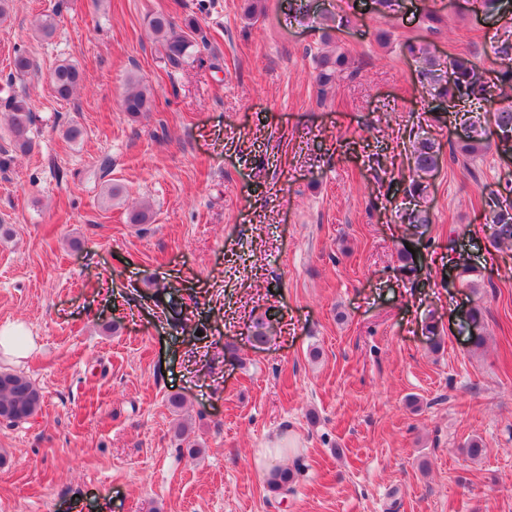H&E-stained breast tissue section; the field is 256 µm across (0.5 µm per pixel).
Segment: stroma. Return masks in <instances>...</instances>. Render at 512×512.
<instances>
[{
  "mask_svg": "<svg viewBox=\"0 0 512 512\" xmlns=\"http://www.w3.org/2000/svg\"><path fill=\"white\" fill-rule=\"evenodd\" d=\"M288 2L250 16L248 0H15L0 23V100L26 91L34 116L22 153L0 115V326L24 323L33 344L0 368L44 398L0 422V512H512V247L480 206L492 190L512 202V153L451 157L489 116L434 111L418 75L428 57L498 61L512 0L492 17L469 0H401L389 17L374 0H306L300 16ZM162 10L196 23L177 68L149 28ZM331 50L348 65L323 96ZM19 51L34 69L11 83ZM64 60L84 74L68 101L49 79ZM133 77L155 92L136 118L120 107ZM73 123L83 140L66 139ZM421 137L440 163L420 233L399 184ZM109 182L125 193L108 206ZM142 201L152 223H128ZM452 235L470 283H448ZM407 243L423 255L412 279ZM471 307L479 348L458 331ZM284 465L281 499L266 480Z\"/></svg>",
  "mask_w": 512,
  "mask_h": 512,
  "instance_id": "1",
  "label": "stroma"
}]
</instances>
